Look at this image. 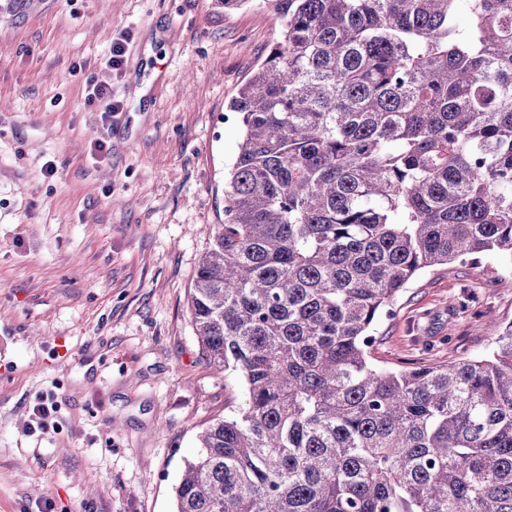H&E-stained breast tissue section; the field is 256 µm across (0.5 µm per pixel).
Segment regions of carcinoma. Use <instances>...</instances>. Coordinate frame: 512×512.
<instances>
[{"label": "carcinoma", "mask_w": 512, "mask_h": 512, "mask_svg": "<svg viewBox=\"0 0 512 512\" xmlns=\"http://www.w3.org/2000/svg\"><path fill=\"white\" fill-rule=\"evenodd\" d=\"M268 2L189 303L243 398L175 512H512V322L481 357H371L420 273L512 261V0Z\"/></svg>", "instance_id": "1"}]
</instances>
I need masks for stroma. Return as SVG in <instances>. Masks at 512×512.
<instances>
[{"label":"stroma","instance_id":"obj_1","mask_svg":"<svg viewBox=\"0 0 512 512\" xmlns=\"http://www.w3.org/2000/svg\"><path fill=\"white\" fill-rule=\"evenodd\" d=\"M278 37L267 0H0V512H175L200 433L240 403L189 296L241 139L227 105ZM509 321L512 263L480 254L414 279L372 356H480ZM46 395L54 426L27 434ZM87 96L91 100H98L101 103L102 112L105 118L112 119L122 111L120 101L112 99L110 92L102 85H92L87 87Z\"/></svg>","mask_w":512,"mask_h":512}]
</instances>
